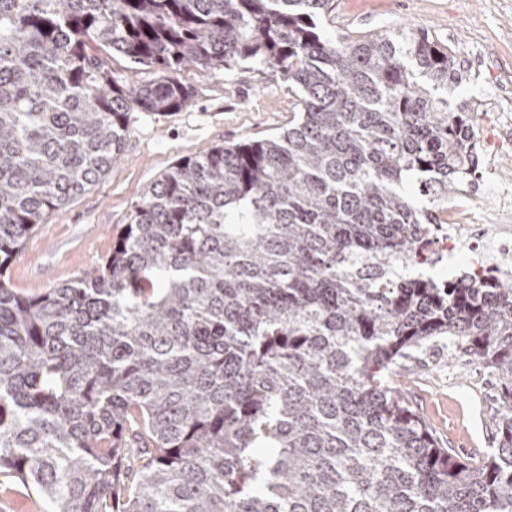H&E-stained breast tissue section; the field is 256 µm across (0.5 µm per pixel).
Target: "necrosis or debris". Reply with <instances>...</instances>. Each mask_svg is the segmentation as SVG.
<instances>
[{
	"label": "necrosis or debris",
	"instance_id": "obj_1",
	"mask_svg": "<svg viewBox=\"0 0 512 512\" xmlns=\"http://www.w3.org/2000/svg\"><path fill=\"white\" fill-rule=\"evenodd\" d=\"M496 134L481 154L479 181L467 182L459 198L435 210L429 247L441 255L466 251L474 270L495 269L512 256V171L501 169L497 153L512 151V75L503 74L492 105Z\"/></svg>",
	"mask_w": 512,
	"mask_h": 512
}]
</instances>
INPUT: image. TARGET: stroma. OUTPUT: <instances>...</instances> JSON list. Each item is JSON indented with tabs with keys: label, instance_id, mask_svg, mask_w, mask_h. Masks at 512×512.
<instances>
[{
	"label": "stroma",
	"instance_id": "stroma-1",
	"mask_svg": "<svg viewBox=\"0 0 512 512\" xmlns=\"http://www.w3.org/2000/svg\"><path fill=\"white\" fill-rule=\"evenodd\" d=\"M320 26L347 43L422 29L455 61L477 46L495 56L500 70L512 72V50L502 49L512 37V0H332ZM177 78L192 91L186 106L130 112L120 160L38 226L9 265L11 287L38 294L93 272L145 189L178 160L272 136L293 117L287 82L254 64L230 71L191 66ZM394 385L459 455L479 458L495 448L502 407L491 371L441 345L407 362Z\"/></svg>",
	"mask_w": 512,
	"mask_h": 512
}]
</instances>
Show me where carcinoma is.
I'll use <instances>...</instances> for the list:
<instances>
[{
  "label": "carcinoma",
  "instance_id": "obj_1",
  "mask_svg": "<svg viewBox=\"0 0 512 512\" xmlns=\"http://www.w3.org/2000/svg\"><path fill=\"white\" fill-rule=\"evenodd\" d=\"M329 0H0V477L43 512H512V276L419 270L475 145L423 31L322 35ZM165 77L122 80L91 53ZM288 82L277 135L149 186L94 272L5 279L37 225L181 109L188 66ZM448 340L501 380L498 448L455 456L393 386Z\"/></svg>",
  "mask_w": 512,
  "mask_h": 512
}]
</instances>
